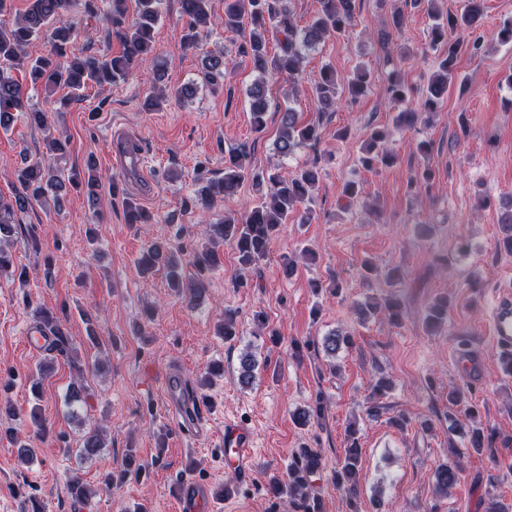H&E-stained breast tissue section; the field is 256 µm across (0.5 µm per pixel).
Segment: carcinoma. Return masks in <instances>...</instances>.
<instances>
[{
  "label": "carcinoma",
  "mask_w": 512,
  "mask_h": 512,
  "mask_svg": "<svg viewBox=\"0 0 512 512\" xmlns=\"http://www.w3.org/2000/svg\"><path fill=\"white\" fill-rule=\"evenodd\" d=\"M112 20L117 23L115 37L121 45L118 55L76 54L72 49L73 28L63 20L71 0H30L28 9L10 27L0 26V61L6 62L12 69L28 74L29 83L23 84L15 79L8 70H0V128L8 129L18 112H27L39 127L48 126V112L37 111L30 106L29 91L38 88L44 90L45 100L49 101L55 92L64 88L69 98L84 97L87 89L105 84H117L127 79L132 70L154 60V29L160 18L162 0H136L137 17L131 24L122 25L127 12V0H110ZM210 0H180V8L188 18V32L184 46L194 48L202 29L210 20ZM288 0H224V27L238 31L248 28V38L240 45L241 56L250 60L253 71L259 75L247 90L250 122L253 131L261 133L267 124L268 101L265 79L274 73H288V77L297 78L304 52L326 37L340 36L354 21L356 0H319L320 9L315 20L300 29L295 24L292 10L285 7ZM428 13L433 18L430 27V47L441 51L438 66L421 93L420 106L425 111L438 109L453 84L457 66L464 47L463 34L473 32L481 26L484 16L483 0H468L461 13L444 14L437 9V0H428ZM272 25L283 35V55L271 59L266 49L265 34L267 25ZM50 31L51 53L44 57L31 59L25 48L40 33ZM66 59V63L59 59ZM227 62L222 54H210L203 57L204 84L215 89L224 81ZM375 78L369 70L362 67L355 72L347 83V93L359 98L371 92ZM339 80L335 70L326 65L319 71L315 83V104L320 115L336 110L338 104ZM386 93L394 102H404L408 96V87L397 73L388 76ZM418 112L414 108H405L397 112L394 124L403 129L415 126ZM321 137L320 123H299L298 112L288 105L280 112V134L276 142L279 153L290 156L299 149L316 143ZM396 163V157L387 147L383 131L373 130L363 149L361 164L370 169L375 165L390 167ZM18 188L14 200L0 199V239L13 233L16 211L23 210L32 201L45 197L47 187L60 191L65 181L55 178L46 159L40 156L25 155L22 165L14 173ZM318 169L306 166L295 175L285 178L278 173H257L248 161L243 149L233 150L224 158V177L210 181L197 191L200 204L209 208L220 196L231 197L238 193L244 182L250 180L264 187L259 193V201L238 218L224 216L218 224L210 225V230L219 235L221 242L232 244L238 252L241 270H249L262 261L268 252L269 244L281 225L301 205L313 203L312 190L318 181ZM68 182L84 184L91 202L98 200L99 174L96 162L88 160L82 171H75ZM125 218L129 224H150L152 217L132 202L125 204ZM171 251L162 243H154L138 260L142 270H151L157 266L171 267ZM190 262L201 272L218 263L217 253L208 245L193 250ZM382 309L388 319L397 324L403 311L399 296L389 293L384 299ZM39 319L51 330L55 348L67 358H72L73 348L67 332L62 325L39 310ZM448 319V300H436L425 311L424 324L428 329L442 325ZM352 344V336L342 330L329 333L322 347L330 355L344 346ZM256 363L252 355L241 358L239 383L248 387L255 380ZM105 448L100 431L88 433L78 448L79 456L92 459ZM318 452L305 449L292 458L288 468V482L277 486V493L288 496L290 506L301 512H322L321 502L309 492L310 477L319 468ZM360 470V451L357 441H351L345 451L343 463L336 470V486L354 498L357 490V475ZM461 454L451 463L442 462L434 470L436 488L446 494L456 486L462 477Z\"/></svg>",
  "instance_id": "obj_1"
}]
</instances>
